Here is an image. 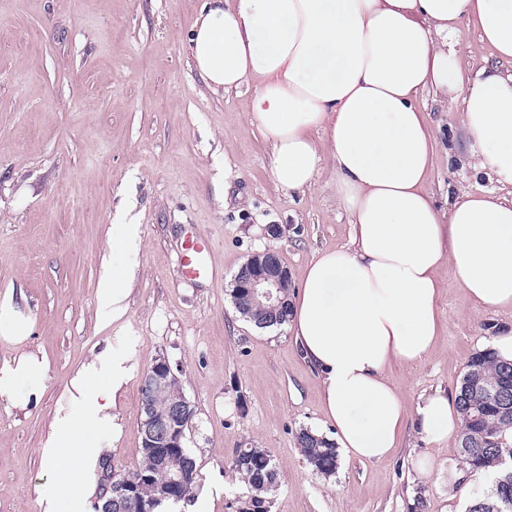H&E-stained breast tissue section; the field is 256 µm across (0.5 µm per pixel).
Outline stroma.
Here are the masks:
<instances>
[{
  "label": "stroma",
  "instance_id": "obj_1",
  "mask_svg": "<svg viewBox=\"0 0 512 512\" xmlns=\"http://www.w3.org/2000/svg\"><path fill=\"white\" fill-rule=\"evenodd\" d=\"M200 3L0 0V303L32 323L24 339L0 335V366L30 354L45 366L38 405L0 393V512H42L37 487L51 473L39 450L71 377L108 347L134 355L112 409L122 425L108 447L113 464L140 463V378L166 359L195 407L186 445L206 512H232L245 493L229 467L244 444L278 468L271 512H466L490 481L449 490L461 467L457 438L429 443L409 427L391 458L343 457L327 479L303 457L300 429L329 432L320 379L288 329L240 317L232 279L270 249L299 282L319 251L349 244V216L336 201L332 156L309 188L282 190L270 145L249 120L248 89L215 92L193 71L188 36ZM419 105L437 141V203L452 187L495 189L451 160L459 107L430 93ZM116 224L137 225L139 244L126 258L127 310L106 324L97 287ZM273 224L279 236L269 235ZM189 237L207 242L213 277L184 275L178 256ZM441 279L435 347L388 371L409 410L436 389L455 391L469 356L512 330V309L476 308L450 268ZM423 456L427 476L415 466Z\"/></svg>",
  "mask_w": 512,
  "mask_h": 512
}]
</instances>
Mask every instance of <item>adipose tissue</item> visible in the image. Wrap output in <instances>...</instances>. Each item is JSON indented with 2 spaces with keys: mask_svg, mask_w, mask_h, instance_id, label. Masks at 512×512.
I'll use <instances>...</instances> for the list:
<instances>
[{
  "mask_svg": "<svg viewBox=\"0 0 512 512\" xmlns=\"http://www.w3.org/2000/svg\"><path fill=\"white\" fill-rule=\"evenodd\" d=\"M464 20L493 48V64L471 69L457 41ZM188 48L208 88L251 89V121L283 189L311 185L323 153L335 160L350 244L309 263L288 322L321 379L332 442L378 461L407 420L430 442L456 434L454 393L406 410L387 369L435 346L444 266L478 307L512 309V199L459 187L440 209L427 188L436 137L418 99L431 90L460 102L461 166L512 186V0H204ZM136 245L135 225H113L97 296L106 317L126 311L123 258ZM129 360L106 349L71 379L72 407L56 414L40 450L56 473L38 488L42 512H60L70 476L93 485L108 435L121 432L111 409ZM43 375L36 356L21 357L0 366V390L22 387L29 405Z\"/></svg>",
  "mask_w": 512,
  "mask_h": 512,
  "instance_id": "adipose-tissue-1",
  "label": "adipose tissue"
}]
</instances>
